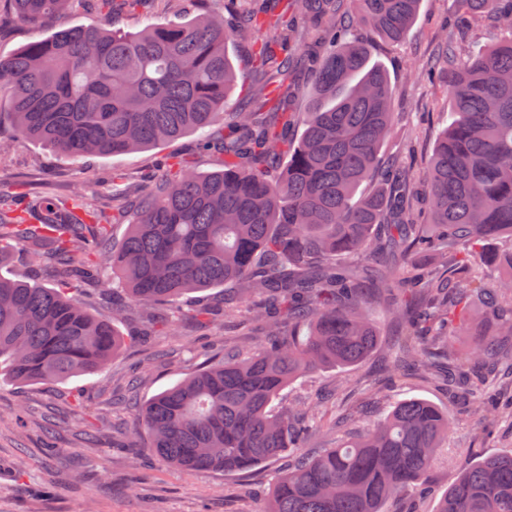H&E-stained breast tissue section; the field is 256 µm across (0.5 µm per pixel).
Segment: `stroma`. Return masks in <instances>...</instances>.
I'll use <instances>...</instances> for the list:
<instances>
[{
  "label": "stroma",
  "mask_w": 512,
  "mask_h": 512,
  "mask_svg": "<svg viewBox=\"0 0 512 512\" xmlns=\"http://www.w3.org/2000/svg\"><path fill=\"white\" fill-rule=\"evenodd\" d=\"M450 0H422L406 40L383 41L370 30L356 34L373 62L383 66L397 89V121L383 144L382 163L400 158L424 163L450 121L448 95L442 85L420 79L437 56L449 29L442 23ZM98 15L75 7L39 25L16 21L10 0H0V58L44 38L59 27L99 23ZM0 188L24 185L33 192L65 198L89 176L121 172L135 180L153 173L156 158L180 155L197 171L213 169L211 157L196 151L198 136L188 133L147 149L112 156L75 158L28 140L14 141L9 127L0 128ZM119 329L129 340L124 351L103 369L63 382L20 386L0 384V512H265L268 493L288 469V455L249 471L186 473L150 455L128 431L135 410L208 361L221 359L224 344L240 337V321L226 316L220 332L188 329L176 323L171 336H142V323L130 316ZM381 344L364 362L346 369H319L288 389L284 406L315 402L325 390L336 391V413L345 423L338 431L319 433L310 452L334 447L361 428L355 407L368 387H384L389 401L421 398L447 408L448 393L433 380L388 376L385 365L404 326L384 322ZM512 453V421L499 422L489 436L472 422L459 421L449 432L425 486L424 512H435L442 494L454 482L459 455L474 458Z\"/></svg>",
  "instance_id": "1"
}]
</instances>
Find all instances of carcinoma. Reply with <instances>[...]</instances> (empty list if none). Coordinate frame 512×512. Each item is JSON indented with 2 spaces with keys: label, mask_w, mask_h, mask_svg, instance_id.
Listing matches in <instances>:
<instances>
[{
  "label": "carcinoma",
  "mask_w": 512,
  "mask_h": 512,
  "mask_svg": "<svg viewBox=\"0 0 512 512\" xmlns=\"http://www.w3.org/2000/svg\"><path fill=\"white\" fill-rule=\"evenodd\" d=\"M75 0H12L17 17L38 25ZM218 0L190 19L131 33L76 25L0 58V88L11 112H0L14 136L74 157L146 149L202 131V149L221 168L198 173L175 158L160 161L148 184L112 176L109 210L84 192L64 200L0 190V269L23 259L47 271L49 288L0 272V371L18 385L48 384L99 371L126 345L115 320L137 311L148 335L167 336L169 309L200 328L222 313H244V328L268 336L251 351L233 344L224 360L200 368L137 409L132 436L187 472H245L284 452L288 472L274 485L266 512H382L392 499L419 512L424 481L452 415L409 398L366 432L317 456L310 436L340 421L321 412H272V403L303 374L346 368L376 348L381 312L406 323L391 357L399 375L434 374L462 415L491 433L512 416V253L487 254L480 243L512 235V0H457V32L491 13L503 40L473 55L449 39L443 59L425 68L448 82L453 114L424 169L430 223H413L415 162L386 167L379 149L395 121L396 90L384 67L370 63L356 28L369 26L401 42L421 0H293L296 11L240 18ZM305 22L323 40L308 107L295 111L288 50ZM254 42L252 101L224 114L238 82L226 42ZM303 126L293 146L288 128ZM380 180L362 194L363 184ZM128 225L110 243V226ZM417 250L456 274L414 267ZM388 254L383 290L371 262ZM506 267L497 288H478L471 256ZM128 303L97 318L74 284L105 276ZM229 288L216 310L185 314L190 291ZM478 305L479 329L467 315ZM474 336L468 358L457 338ZM455 481L435 512H512V454L457 459Z\"/></svg>",
  "instance_id": "obj_1"
}]
</instances>
